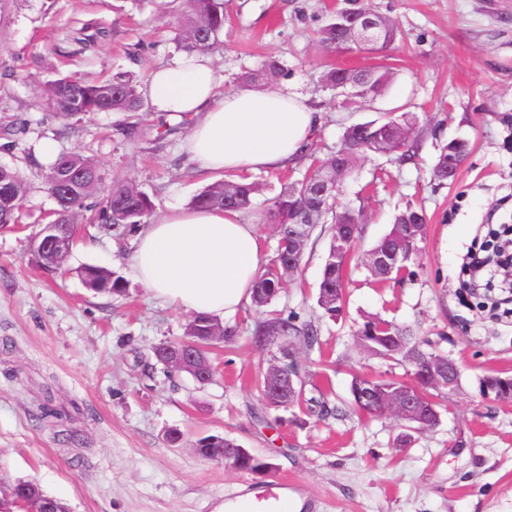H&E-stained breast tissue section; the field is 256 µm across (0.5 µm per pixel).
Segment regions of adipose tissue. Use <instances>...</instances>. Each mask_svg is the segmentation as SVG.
I'll list each match as a JSON object with an SVG mask.
<instances>
[{"mask_svg": "<svg viewBox=\"0 0 512 512\" xmlns=\"http://www.w3.org/2000/svg\"><path fill=\"white\" fill-rule=\"evenodd\" d=\"M206 53L176 54L151 73L144 95L155 111L197 117L186 153L204 173L283 169L307 150L321 115L285 89L221 93ZM263 252L256 224L231 210L171 208L136 235L137 281L187 313L226 315L251 301Z\"/></svg>", "mask_w": 512, "mask_h": 512, "instance_id": "ef3b65f1", "label": "adipose tissue"}]
</instances>
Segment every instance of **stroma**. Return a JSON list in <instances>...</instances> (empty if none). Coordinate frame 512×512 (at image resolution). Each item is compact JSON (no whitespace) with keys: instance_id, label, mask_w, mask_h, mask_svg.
I'll return each mask as SVG.
<instances>
[{"instance_id":"35a3bbf8","label":"stroma","mask_w":512,"mask_h":512,"mask_svg":"<svg viewBox=\"0 0 512 512\" xmlns=\"http://www.w3.org/2000/svg\"><path fill=\"white\" fill-rule=\"evenodd\" d=\"M370 4L400 30L385 54L320 48L317 32L334 0H225L224 48L212 59L225 93L242 90L246 73L275 59L281 72L272 87L300 93L323 114L298 163L248 174L262 186L254 215L268 259L277 246L275 227L261 217L286 181L333 154L350 125L414 116V159L367 158L339 195L340 203L363 211L361 252L406 206L425 211L413 275L379 288L350 261L342 316L319 318L330 236L317 232L300 272L269 309L315 322L319 343L303 356L305 393L323 391L334 405L349 402L353 373L405 375L402 366L355 351L352 333L364 316L419 328L460 371L438 426L413 433L400 450L393 443L404 426L390 417L323 420L299 408L272 415L259 391L272 353L244 336L263 317L250 305L230 317L242 338L212 349L211 381L167 375L152 348L182 339L190 316L136 280L132 228L79 224L64 267L41 269L31 238L57 207L44 185L42 141L94 159L105 179L133 178L157 217L188 207L218 176L196 172L185 156L194 118L162 116L146 103L138 112L63 120L41 96L66 74L106 80L127 71L145 84L177 52L176 0H0V164L17 169L27 184L19 223L0 229L1 479L34 481L70 512H216L242 474L198 456L194 446L200 437L227 434L275 463L257 485L294 482L321 498L322 512H512V402L479 392L488 373L512 375V320L489 317L481 296L463 290L464 255L484 241L487 224L512 223V0ZM369 65L395 74L372 104L348 102L324 82L331 67ZM161 124L169 129L162 137L155 133ZM124 126L134 127L137 139L123 136ZM456 137L470 142L471 153L454 182L433 185L439 149ZM87 265L121 275L126 296L85 288L78 272ZM47 398L66 413L64 428L79 435V445L64 443V428L37 419ZM173 428L182 433L174 447L164 441Z\"/></svg>"}]
</instances>
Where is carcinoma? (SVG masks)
Instances as JSON below:
<instances>
[{
    "label": "carcinoma",
    "mask_w": 512,
    "mask_h": 512,
    "mask_svg": "<svg viewBox=\"0 0 512 512\" xmlns=\"http://www.w3.org/2000/svg\"><path fill=\"white\" fill-rule=\"evenodd\" d=\"M370 11L365 0H347L327 17L319 29V42L328 49L350 52L354 49L349 32L350 18ZM224 0H182L177 18V44L185 52L211 54L224 45ZM398 28L390 24L375 34L376 52H385L395 42ZM279 71L278 62L267 61L262 68L245 76V83L257 87L267 83ZM393 72L384 66L365 67L356 72L346 88L348 98L370 103L380 97L389 87ZM45 101L54 114L69 118L79 112H137L141 108V96L136 82L130 75L119 72L109 80L86 81L81 77L63 76L54 81L44 92ZM406 124L405 116L391 117L387 121L368 122L363 131L349 127L345 130L341 145L346 150L366 157L376 150L386 134V128ZM419 149L415 133L404 137L396 153L402 160H410ZM469 144L464 139L451 140L442 147L433 167L434 180L448 181V173H457L466 159ZM65 171L81 172L85 179L71 185L68 197L69 211L79 214L87 210L86 201L103 193V205L95 212L93 221L101 224H143L150 216L151 199L131 178H117L109 185L94 179L99 172L97 163L80 154L70 153L59 156L45 174V186L56 187ZM27 192L24 179L9 167L0 166V225L14 224ZM260 187L244 178H230L208 185L191 200L195 210L231 209L243 214L252 212L253 198ZM306 211L313 215L315 223L330 225V244L321 280L318 287L317 306L321 316L329 319L338 317L345 305L346 264L354 255L353 239L359 237L361 214L347 207H339L336 199H329L319 192L307 189L300 182L284 186L273 199L263 220L276 225L278 246L276 253L258 278L253 288V303L261 308L268 306L283 288L284 271L282 254L283 241L288 238L294 225V215ZM350 228V239L343 241L341 230ZM426 216L416 207L409 206L394 219L390 231L371 249L370 253L383 256L389 263L385 270H373L375 282L395 280L410 271L415 264L418 243L424 237ZM92 273L91 291L96 294L121 297L126 285L121 276L112 270L88 265L83 267ZM218 321L213 315L196 314L184 327L185 340L160 344L153 348L154 358L162 364L172 353L184 350L197 352L209 357L211 345L207 339L209 327ZM296 338L300 344L311 349L318 343V330L310 322L299 323L296 316L274 315L254 324L250 340L257 347L275 350L273 363L288 373V346L285 341ZM356 347L363 354L376 355L388 361L411 366V382L395 378H368L361 375L352 377L348 412L378 417L385 414V408L392 397L400 392L412 390L417 393L421 404L429 415L419 431L435 428L440 420L439 396L457 386L448 382V356L438 352L435 344L408 326H398L379 317H369L358 326L354 334ZM480 391L498 401H512V377L491 373L480 381ZM263 401L267 408L275 411L286 410L293 401L284 395L264 391ZM196 446L202 453L223 459L235 469L261 475L269 473L276 465L260 458L249 450L237 451L240 444L226 435H208L197 440ZM8 498L0 501V512H24L25 507L37 506L43 512H69L64 501L47 494L32 481H15L0 486Z\"/></svg>",
    "instance_id": "1"
}]
</instances>
